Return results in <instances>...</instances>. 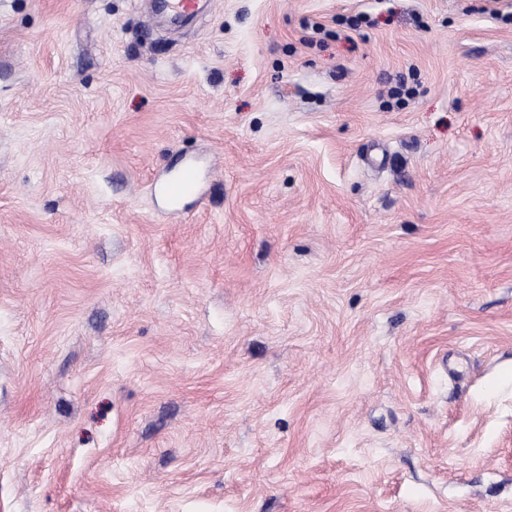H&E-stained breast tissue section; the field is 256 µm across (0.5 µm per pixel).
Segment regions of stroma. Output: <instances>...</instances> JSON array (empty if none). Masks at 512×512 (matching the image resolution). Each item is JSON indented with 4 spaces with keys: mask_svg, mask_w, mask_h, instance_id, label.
<instances>
[{
    "mask_svg": "<svg viewBox=\"0 0 512 512\" xmlns=\"http://www.w3.org/2000/svg\"><path fill=\"white\" fill-rule=\"evenodd\" d=\"M203 4L0 0V512H512V0ZM197 184L195 169L192 165H188L179 177L166 182L161 187V192L169 203L176 204L186 196L194 194Z\"/></svg>",
    "mask_w": 512,
    "mask_h": 512,
    "instance_id": "obj_1",
    "label": "stroma"
}]
</instances>
